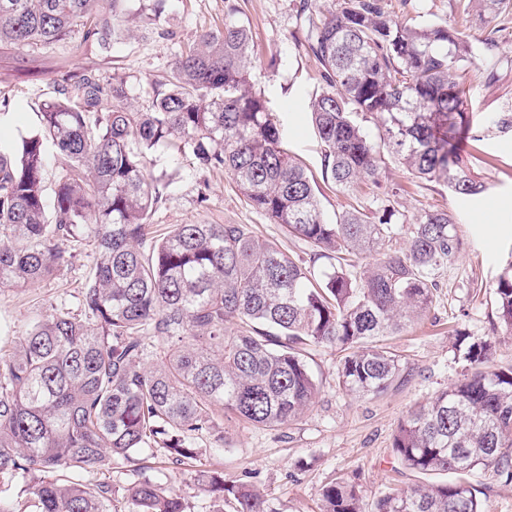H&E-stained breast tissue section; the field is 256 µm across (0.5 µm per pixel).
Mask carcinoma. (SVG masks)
<instances>
[{"label":"carcinoma","instance_id":"obj_1","mask_svg":"<svg viewBox=\"0 0 512 512\" xmlns=\"http://www.w3.org/2000/svg\"><path fill=\"white\" fill-rule=\"evenodd\" d=\"M138 2L134 10L112 0L109 21L95 0H0V47L80 33L109 52L134 29L157 26L167 0ZM450 7L462 22L418 24L381 0L309 12L296 42L322 66L309 105L322 180L343 193L378 188L388 154L458 197L485 191L463 159L465 82L512 22V0ZM236 13L175 57L150 111L132 108L124 82L85 74L43 104L39 128L14 152L0 153V288H26L82 246L94 250L79 313L36 321L0 356V478L31 483L21 504L0 497V512H186L139 455L163 448L171 463H190L196 440L219 429L220 410L254 426L297 421L319 393L308 362L315 347L341 353L338 388L349 394L380 396L414 377L388 339L430 311L462 251L457 224L439 207L408 219L394 190L327 221L317 179L284 148L248 80L254 41ZM159 147L203 173L229 174L246 205L309 244V257L247 224H174L143 250L161 199L162 178L148 166ZM50 151L60 166L49 205ZM494 294L512 333V266ZM457 350L470 374L408 410L392 442L402 468L455 480L391 488L374 512H484L472 476L492 464L512 481V367H493L487 339L460 333ZM116 459L136 476L122 499L110 482L76 480ZM198 481L233 512H270L250 482L218 469ZM321 497L323 512H364L353 482L338 479Z\"/></svg>","mask_w":512,"mask_h":512}]
</instances>
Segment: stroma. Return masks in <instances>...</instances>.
Returning <instances> with one entry per match:
<instances>
[{
  "label": "stroma",
  "mask_w": 512,
  "mask_h": 512,
  "mask_svg": "<svg viewBox=\"0 0 512 512\" xmlns=\"http://www.w3.org/2000/svg\"><path fill=\"white\" fill-rule=\"evenodd\" d=\"M304 1L234 3L258 42L249 66L251 83L278 117L289 153L317 175L321 143L308 103L322 89L321 66L296 43ZM383 3L388 11L419 22L452 20L448 0ZM225 11V0H168L156 30L135 33L108 54L80 34L41 49L0 48V151L17 147L21 136L38 128L44 101L88 72L124 79L135 109L149 110L152 84L164 80L174 57L199 33L222 26ZM496 39V66L479 65L470 76L467 95L473 124L464 156L486 192L463 200L446 183L414 179L396 159L386 160L383 181L398 187L400 211L411 218L432 205L447 207L463 241L460 259L441 276L439 305L420 325L393 339L416 367L412 381L379 397L354 396L337 387L336 348L312 350L309 364L320 392L298 421L259 428L223 418L220 437L198 439V458L190 467L172 464L160 448L143 452L144 465L182 497L187 512H221L222 501L203 491L197 480L198 471L210 468L233 479L251 475L271 512H322L323 487L348 476L360 484L363 507L371 512L388 489L426 480L395 462L393 436L409 408L463 380L456 332L490 339L495 367H512V334L498 325L493 294L503 268L512 261V232L497 230L500 224L512 225V128L498 125L505 107L512 106V24ZM151 168L164 182L152 231L171 224H248L284 251L307 253L302 241L248 207L226 174H202L181 155L162 148L152 154ZM93 257L92 247L86 246L49 279L24 290L0 288V349H11L35 320L55 309L77 310Z\"/></svg>",
  "instance_id": "obj_1"
}]
</instances>
